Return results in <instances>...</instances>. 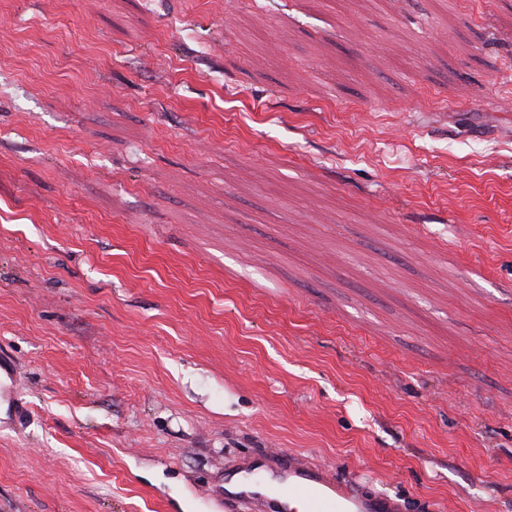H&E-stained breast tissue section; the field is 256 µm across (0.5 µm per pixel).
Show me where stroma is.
<instances>
[{
	"mask_svg": "<svg viewBox=\"0 0 512 512\" xmlns=\"http://www.w3.org/2000/svg\"><path fill=\"white\" fill-rule=\"evenodd\" d=\"M281 449L512 512V0H0V512Z\"/></svg>",
	"mask_w": 512,
	"mask_h": 512,
	"instance_id": "stroma-1",
	"label": "stroma"
}]
</instances>
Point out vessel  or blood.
Here are the masks:
<instances>
[{
    "label": "vessel or blood",
    "mask_w": 512,
    "mask_h": 512,
    "mask_svg": "<svg viewBox=\"0 0 512 512\" xmlns=\"http://www.w3.org/2000/svg\"><path fill=\"white\" fill-rule=\"evenodd\" d=\"M253 512H400L386 496L342 486L325 470L279 451L244 462L218 490Z\"/></svg>",
    "instance_id": "vessel-or-blood-1"
}]
</instances>
